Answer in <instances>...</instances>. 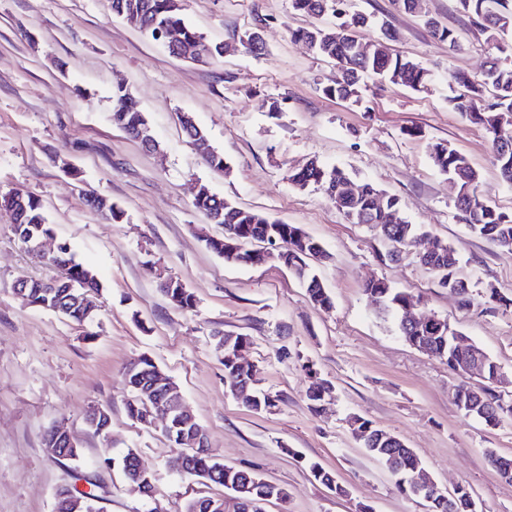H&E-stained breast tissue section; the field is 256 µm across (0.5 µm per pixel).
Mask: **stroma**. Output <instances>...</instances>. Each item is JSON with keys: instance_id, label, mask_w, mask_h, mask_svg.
Masks as SVG:
<instances>
[{"instance_id": "35a3bbf8", "label": "stroma", "mask_w": 512, "mask_h": 512, "mask_svg": "<svg viewBox=\"0 0 512 512\" xmlns=\"http://www.w3.org/2000/svg\"><path fill=\"white\" fill-rule=\"evenodd\" d=\"M181 7L207 41L225 45L223 57L192 63L171 56L116 16L111 0H0V193L38 197L56 240L68 242L100 284L91 295L96 317L84 325L23 304L16 280L54 271L15 239L0 213V512H53L56 490L80 472L100 475L103 512H144L121 472L101 466L131 449L153 473L166 512H183L195 497L223 496V487L181 474L161 426L128 416L121 376L144 356L179 385L226 465L286 488L287 501L267 512H426L352 434V415L401 438L441 488H470L478 512H512V481L484 456L489 448L512 455V418L492 427L465 415L454 401L461 376L406 343L364 291L366 282L382 280L419 298L422 311L447 319L499 364L501 392L512 393V253L470 232L454 185L429 151L445 142L466 155L482 175L484 197L512 214V185L501 181L483 129L448 106L457 91L449 72H483L485 35L470 27L457 0H426L429 13L455 29L453 48L391 0H351L353 11L373 20L359 30L361 40L389 26L398 33L391 53L435 74L419 91L363 79L355 104L324 94L336 79L335 62L288 35L292 27L328 25L329 17L295 13L290 0H181ZM258 24L266 51L256 57L237 41ZM119 85L144 113L159 151L113 125ZM275 101L280 111H271ZM182 112L228 169L205 164L180 127ZM312 158L353 169L357 181L397 197L405 220L447 241L471 304L439 286L418 246L391 260L392 247L375 227L350 222L315 187L293 186L290 175ZM67 164L80 179L64 172ZM200 185L320 241L326 257L315 270L332 308L314 306L279 262L234 265L211 251L204 235L223 236L224 228L194 208ZM91 195L118 203L124 219L111 222L89 209ZM164 276L194 293V310L167 302L159 291ZM493 291L503 305L490 306ZM219 332L248 336L242 359L271 409L254 412L236 397ZM317 381L330 382L334 397L316 414L306 395ZM96 406L111 410L109 436L85 422ZM55 424L77 438L80 464L48 453L44 434ZM310 460L333 473L344 494L316 481Z\"/></svg>"}]
</instances>
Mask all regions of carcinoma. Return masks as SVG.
I'll return each mask as SVG.
<instances>
[{"label":"carcinoma","mask_w":512,"mask_h":512,"mask_svg":"<svg viewBox=\"0 0 512 512\" xmlns=\"http://www.w3.org/2000/svg\"><path fill=\"white\" fill-rule=\"evenodd\" d=\"M458 8L467 17L470 26L486 35L487 42L500 52L512 53V0H457ZM292 9L299 14L323 16L331 15L335 22L320 28H297L289 30L295 40H313V35L321 32L328 37L316 43L315 52L325 56H335L343 62V70L336 73L334 84L323 88L330 96L353 103L360 102V77L389 81L413 90L425 87L430 71L412 58L391 54L387 42L396 38V32L390 28L381 29L382 37L363 42L357 36L359 28L368 22L366 16L349 12L348 0H292ZM112 12L123 18L128 24L142 32H152L160 26L175 27L181 30L183 42L180 47H192L189 59L206 63L223 56L222 44H209L203 36L189 26L181 14L178 0H112ZM425 25L432 34L451 45L457 43L453 29L441 25L429 16ZM451 79L461 88V92L448 100L452 110L463 118L484 128L491 142V149L496 167L502 180L512 183V148L498 145L497 140L504 137V132L493 129L496 118L501 114H512V62L505 63L501 57L490 58L488 69L481 78L472 77L464 72H454ZM128 92L123 87L112 93V123L125 133L132 131L134 124L148 125L144 115L132 112L127 107ZM430 155L440 172L456 180L460 192L457 193L455 206L464 216L470 231L486 239L495 246L512 249V217L498 210L483 198L480 190L481 175L465 155L448 146L445 142L430 145ZM352 181V176L343 168L326 166L318 160L311 165L293 173L291 183L300 189L310 186L321 189L327 198L336 205V209L356 224H371L378 228L380 235L392 245L407 246L417 229L406 220L398 224H387L382 209H399V200L385 193L373 183L364 181L358 184V191L348 195L344 186ZM87 205L113 222L119 221L124 211L118 204L100 197L86 200ZM194 206L211 224H233L240 228L243 247L253 243L279 245L288 249V255L308 264L307 254L319 241L306 234L297 224H287L266 214L246 210L235 203L217 196L205 185L201 186L198 196L194 197ZM0 210L8 213L14 224H25L34 236L54 231V225L48 222L43 206L35 196L24 192H8L0 195ZM438 248L424 261V266L441 278L455 281L459 279L457 267L449 264V257L455 255L454 249L444 240L437 239ZM41 261L56 270L50 279L26 277L24 282L25 297L28 304L42 307L56 299L75 305V301L84 300V295L96 291L99 283L94 272L77 262L67 244L50 256L41 257ZM302 283L312 303L322 309L332 307L329 293L323 287L314 269L305 271ZM365 292L369 298L378 303L382 310L395 318L400 336L408 338V343L416 349L427 348L431 353L446 358L448 368L455 369L452 362L454 333L448 327L441 329L417 325L407 328L403 325L402 308L417 301L411 293L397 290L384 281L366 284ZM169 304L179 310H191L196 306L193 292L188 288H174L167 291ZM156 369L154 362L142 357L133 368H126L122 380L128 393L126 410L136 421H141L147 410L145 402L139 397L138 386L148 379L150 372ZM224 373L231 384L250 389L255 386L252 368L241 362L234 354L224 351ZM456 403L472 404V414L482 416L485 423L496 420L492 403L496 402L491 387L473 390L463 383L455 389ZM368 452L379 460L395 477L398 490L406 495H413L412 481L419 460L414 451L401 439L387 436H375L364 440ZM182 450L190 457L191 468L195 476L209 483L224 487L236 493V487L245 483L249 489L242 497L255 499L269 487L267 479L260 474L246 469L224 465L215 460L211 453H198V449L184 445ZM485 458L497 472L512 479V457L503 456L493 449L485 450ZM310 472L315 480L342 495L345 489L340 486L332 473L319 464H310ZM90 486L87 491H80L70 486V492L80 499V512H101V496L96 493L99 484L90 476L83 477Z\"/></svg>","instance_id":"obj_1"}]
</instances>
